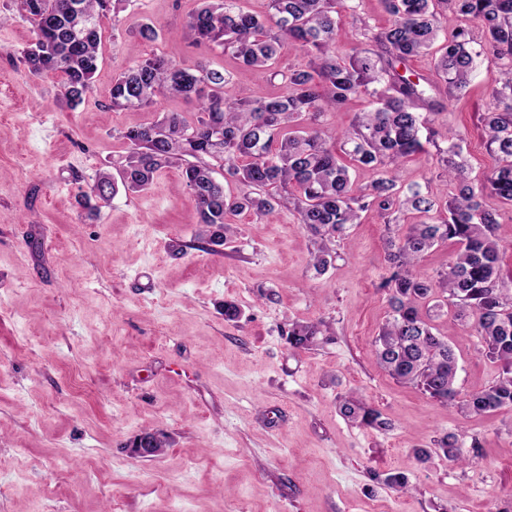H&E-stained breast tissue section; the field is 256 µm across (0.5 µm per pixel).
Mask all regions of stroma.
<instances>
[{"label":"stroma","instance_id":"obj_1","mask_svg":"<svg viewBox=\"0 0 512 512\" xmlns=\"http://www.w3.org/2000/svg\"><path fill=\"white\" fill-rule=\"evenodd\" d=\"M198 5L112 0L94 82L72 108L61 76L27 72L34 26L19 0H0V512H512V412L466 415L372 352L391 314L377 212L334 239L321 276L313 236L286 210L243 212L222 253L197 250L176 167L145 192L118 191L99 219L82 215L76 196L117 172L122 131L196 109L183 98L113 109L112 81L135 61H203L234 73L236 96L270 91L263 74L186 37ZM149 20L159 38L137 40ZM500 72L477 61L457 97L436 94L432 125L464 134L477 177L497 166L482 117ZM228 301L238 321H225ZM292 320L324 334L292 350L281 334ZM433 324L457 356L460 394L498 377L473 328L451 314ZM344 397L376 407L390 429L344 419ZM146 432L166 441L150 460L131 448ZM447 433L476 464L434 450ZM391 474L408 478L407 492L386 485Z\"/></svg>","mask_w":512,"mask_h":512}]
</instances>
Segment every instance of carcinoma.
I'll return each mask as SVG.
<instances>
[{"instance_id":"1","label":"carcinoma","mask_w":512,"mask_h":512,"mask_svg":"<svg viewBox=\"0 0 512 512\" xmlns=\"http://www.w3.org/2000/svg\"><path fill=\"white\" fill-rule=\"evenodd\" d=\"M200 2L186 20L188 37L231 52L272 80L281 77L283 91L235 99L233 75L224 69L203 62L189 67L161 56L138 61L113 79L112 107L150 106L162 96H181L195 99L198 109L192 115L167 112L122 132L128 150L120 182L102 172L79 192L88 216L100 214L117 184L144 192L162 169L177 165L203 227V250L219 252L234 234L230 217L241 211L264 217L287 209L320 240L312 266L322 275L333 261L327 242L357 223L358 212L374 209L386 219L415 212L423 220L404 231L386 224L390 275L382 287L392 315L375 339L377 360L430 398L456 401L454 350L421 313L424 306L452 307L455 318L473 320L485 356L501 367L499 376L467 394L461 407L482 417L512 411V289L501 277L500 222L483 205L487 195L512 203V0H383L389 24L377 32L363 26L362 36L373 47L353 46L346 54L336 51L341 14L361 20L362 0H269L265 17L243 11L238 0ZM110 6L111 0H21L35 24V37L23 52L27 70L36 77L62 75L64 99L72 108L82 103L98 70L99 17ZM458 18L479 23L482 35L455 23ZM285 39L300 46L305 66L277 69ZM435 45V74L448 94L467 87L474 59L482 56L502 65L503 82L484 117L487 148L498 166L484 178L470 176L461 161L462 136L447 132L438 176L455 192L444 203L445 215L432 223L435 201L417 186L403 191L398 179L404 159L426 152L425 144L438 136L422 115L436 109L437 83L423 76L414 80L399 67ZM361 95L369 97L370 108L358 113L342 139L350 160L375 173L365 188L354 186L349 167L321 128V118L343 111ZM241 157L249 163L238 164ZM216 163L224 179L240 185L238 193L225 192L214 177ZM448 240L459 249L447 268L434 275L417 270L427 252ZM321 334V324L310 322H292L284 331L293 350L309 348ZM340 412L360 426L389 427L378 409L353 397L344 399ZM437 448L450 461L464 458L453 434L437 440Z\"/></svg>"}]
</instances>
